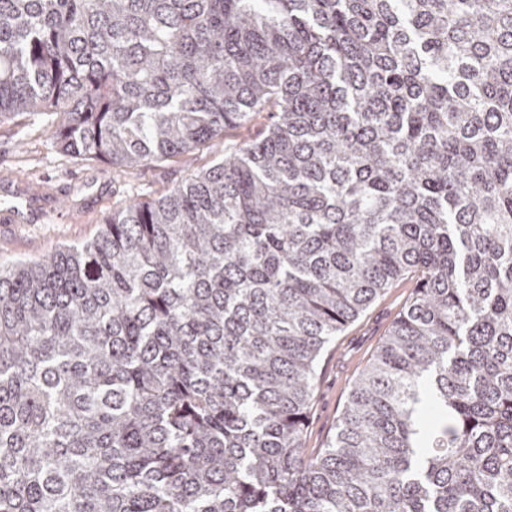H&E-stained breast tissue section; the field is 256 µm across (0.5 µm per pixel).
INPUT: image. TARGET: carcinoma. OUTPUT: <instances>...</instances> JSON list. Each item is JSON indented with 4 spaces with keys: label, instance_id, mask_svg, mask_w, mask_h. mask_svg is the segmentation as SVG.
<instances>
[{
    "label": "carcinoma",
    "instance_id": "1",
    "mask_svg": "<svg viewBox=\"0 0 512 512\" xmlns=\"http://www.w3.org/2000/svg\"><path fill=\"white\" fill-rule=\"evenodd\" d=\"M0 267V512H512V0H0V124L117 168ZM417 286L304 450L330 340ZM56 115H26L0 125V264L38 262L64 245L94 238L125 201L147 202L209 168L253 138L266 127L268 113L261 112L246 126L226 130L224 135L167 161L120 171L103 160L71 158L54 144L52 126ZM24 185L37 194L41 219L30 196L25 212L13 211V220H3L15 202L2 191V181ZM7 202V203H4Z\"/></svg>",
    "mask_w": 512,
    "mask_h": 512
}]
</instances>
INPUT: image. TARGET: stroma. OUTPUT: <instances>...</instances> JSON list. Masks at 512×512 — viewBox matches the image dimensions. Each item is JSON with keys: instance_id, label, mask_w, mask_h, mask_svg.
<instances>
[{"instance_id": "35a3bbf8", "label": "stroma", "mask_w": 512, "mask_h": 512, "mask_svg": "<svg viewBox=\"0 0 512 512\" xmlns=\"http://www.w3.org/2000/svg\"><path fill=\"white\" fill-rule=\"evenodd\" d=\"M57 118L28 115L0 125V182L37 194L41 219L8 220L14 197L0 190V264L38 262L59 247L94 238L125 201H151L223 159L265 128L268 115L169 160L121 171L103 160L81 161L60 151L52 137ZM413 281L399 282L336 336L321 361L320 381L307 424L306 448L317 453L334 433L353 380L371 361L404 307Z\"/></svg>"}]
</instances>
